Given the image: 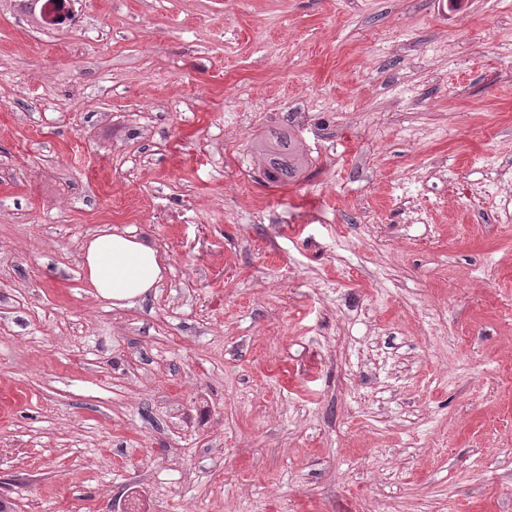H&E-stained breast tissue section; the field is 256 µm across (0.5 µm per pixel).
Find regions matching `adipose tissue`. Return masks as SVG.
<instances>
[{"label": "adipose tissue", "mask_w": 512, "mask_h": 512, "mask_svg": "<svg viewBox=\"0 0 512 512\" xmlns=\"http://www.w3.org/2000/svg\"><path fill=\"white\" fill-rule=\"evenodd\" d=\"M82 268L97 297L119 306L147 295L164 271L158 251L146 240L107 230L85 242Z\"/></svg>", "instance_id": "1"}]
</instances>
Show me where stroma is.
Returning <instances> with one entry per match:
<instances>
[{"mask_svg": "<svg viewBox=\"0 0 512 512\" xmlns=\"http://www.w3.org/2000/svg\"><path fill=\"white\" fill-rule=\"evenodd\" d=\"M0 0V498L512 512V0ZM294 126L312 164L266 179ZM163 256L93 296L107 228ZM82 268L96 296L125 306L147 295L163 279L159 252L128 232L102 230L83 245Z\"/></svg>", "mask_w": 512, "mask_h": 512, "instance_id": "35a3bbf8", "label": "stroma"}]
</instances>
